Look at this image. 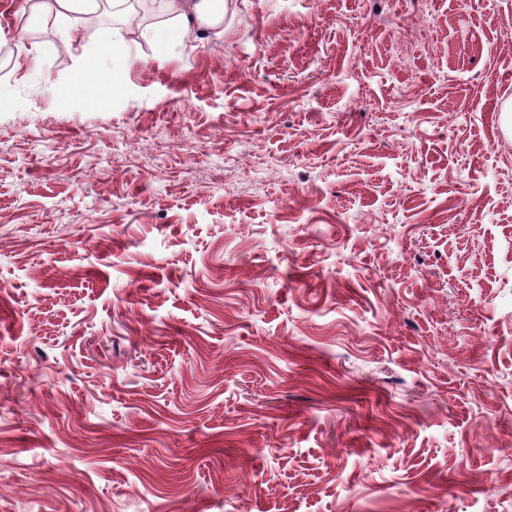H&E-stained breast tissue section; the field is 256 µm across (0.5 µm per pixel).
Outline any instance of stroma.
Wrapping results in <instances>:
<instances>
[{
    "label": "stroma",
    "mask_w": 512,
    "mask_h": 512,
    "mask_svg": "<svg viewBox=\"0 0 512 512\" xmlns=\"http://www.w3.org/2000/svg\"><path fill=\"white\" fill-rule=\"evenodd\" d=\"M0 59V512H512V0H232ZM227 6V0H159L158 11L165 20L145 28L138 23L137 29L156 43L160 53H168L208 32L223 37ZM117 36H120V34L117 31L114 32V29H112V33H106L101 39L97 56L90 59L82 67L84 78L96 88L102 100H105L109 94L105 77L108 70L102 64V59L108 56L113 49L112 60L114 61L115 49L118 44V40L115 39Z\"/></svg>",
    "instance_id": "1"
}]
</instances>
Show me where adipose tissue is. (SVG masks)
Wrapping results in <instances>:
<instances>
[{
    "label": "adipose tissue",
    "mask_w": 512,
    "mask_h": 512,
    "mask_svg": "<svg viewBox=\"0 0 512 512\" xmlns=\"http://www.w3.org/2000/svg\"><path fill=\"white\" fill-rule=\"evenodd\" d=\"M100 0H24L20 16L53 20L64 32L74 30L76 23L96 11ZM228 0H159L162 22L142 28L143 38L156 43L160 52L167 53L186 45L200 35H224V15Z\"/></svg>",
    "instance_id": "1"
}]
</instances>
